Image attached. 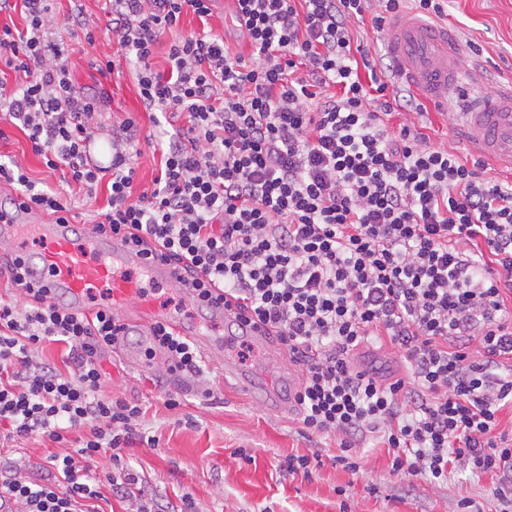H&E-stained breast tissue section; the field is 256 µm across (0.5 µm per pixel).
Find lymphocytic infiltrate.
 <instances>
[{
  "label": "lymphocytic infiltrate",
  "instance_id": "f902f5d3",
  "mask_svg": "<svg viewBox=\"0 0 512 512\" xmlns=\"http://www.w3.org/2000/svg\"><path fill=\"white\" fill-rule=\"evenodd\" d=\"M108 2L117 47L96 71L132 66L145 111L187 119L160 149L152 189L133 188L134 118L113 131L108 165L89 162L98 104L51 38L50 0H0L26 22L0 24V58L22 76L0 81V121L68 186L90 196L106 184L93 234L124 236L147 260L163 253L197 311L222 301L287 348L302 371V431L339 437L336 464L359 472L353 450L374 441L408 482L443 483L459 465L495 476L493 496L512 508V441L498 431L512 407V182L410 124L388 127L416 98L352 65L348 23L369 0H231L247 58L212 31L179 33L184 14L207 20L214 0ZM166 33L162 73L152 59ZM326 86L333 94L317 96ZM33 211L72 218L60 192L0 160V217ZM6 275L23 302L0 304V444L46 438L67 450L37 473L1 465L0 496L20 512H96L106 459L131 512H199L191 493L159 497L123 460L133 441L157 440L139 431V405L103 390L101 360L126 336L117 313L73 311L20 258ZM150 336L146 358L160 350L168 374L202 375L193 342L163 323ZM45 342L65 344L63 365L39 358ZM373 344L398 350L404 377L355 364Z\"/></svg>",
  "mask_w": 512,
  "mask_h": 512
}]
</instances>
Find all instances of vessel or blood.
Returning a JSON list of instances; mask_svg holds the SVG:
<instances>
[{"mask_svg":"<svg viewBox=\"0 0 512 512\" xmlns=\"http://www.w3.org/2000/svg\"><path fill=\"white\" fill-rule=\"evenodd\" d=\"M388 50L401 77L428 99L439 100L461 80L463 69L454 40L421 18L409 15L390 24ZM465 117L477 151L512 168V88L477 99ZM39 230L44 246L25 260L41 269L44 288L67 297L73 310L83 311L88 295L101 288L114 307L138 302V316L128 321L132 331L145 334L154 322L162 321L193 343L209 347L201 328L185 326L176 316L145 302L141 284L127 273L140 259L120 238L79 237L69 224H43Z\"/></svg>","mask_w":512,"mask_h":512,"instance_id":"obj_1","label":"vessel or blood"}]
</instances>
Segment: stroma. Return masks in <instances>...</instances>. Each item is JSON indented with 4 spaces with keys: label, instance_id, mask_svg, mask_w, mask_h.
Returning a JSON list of instances; mask_svg holds the SVG:
<instances>
[{
    "label": "stroma",
    "instance_id": "1",
    "mask_svg": "<svg viewBox=\"0 0 512 512\" xmlns=\"http://www.w3.org/2000/svg\"><path fill=\"white\" fill-rule=\"evenodd\" d=\"M70 6L68 0H59L53 37L63 43L81 90L107 99L104 114L97 117L100 138L111 139L113 123L128 117L137 120L142 143L135 189L143 191L158 174L159 155L147 140L160 138L163 130L145 112L132 71L125 68L105 80L94 68L95 61L116 48V36L108 31L104 18V0H78L75 5L98 22L90 42L82 30L67 23ZM378 12L377 0H372L363 16L349 23L353 45L371 60L386 51V34L374 23ZM206 25L223 35L230 53L250 56L252 49L239 35L230 4L215 7L205 24L195 15H184L179 30L187 34ZM433 25L452 32L470 78L455 86L454 99L424 101L421 113L393 116L390 124L411 122L434 143L470 164L480 155L470 141L464 112L474 99L512 87V0H445L444 13ZM4 131L0 154L19 163L34 180L59 186V173L49 172L32 152L25 134L11 125ZM144 349V338L132 335L116 350L106 352L104 385L113 397L141 405L140 428L156 436L158 444H133L125 451L126 460L143 484L160 494L173 499L192 493L202 512H340L344 502L351 512H459L458 503L464 498L472 501L473 512L499 510L490 495L493 478L489 475L454 472L444 483L411 485L392 473L391 457L379 447L358 448L363 458L360 472L332 464L338 452L336 437L304 434L294 413L264 409L225 375L223 351L205 357V376L214 389L213 397L206 398L197 382L167 376L164 357L158 354L146 359ZM229 354L242 368L271 380L283 394L301 376L282 349L268 358L257 348L235 343ZM155 375L163 377L162 386L153 385ZM172 395L182 399V406L167 407ZM189 416L194 426H186ZM240 448L250 454V461L237 458ZM313 453L322 455L324 463L311 475H289L278 467L286 456ZM369 482L378 485V494L365 491Z\"/></svg>",
    "mask_w": 512,
    "mask_h": 512
}]
</instances>
